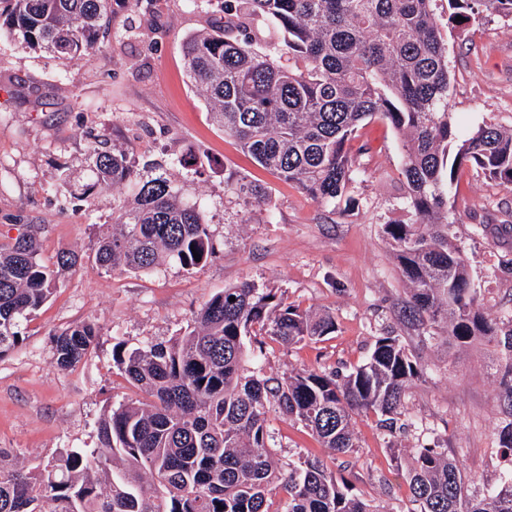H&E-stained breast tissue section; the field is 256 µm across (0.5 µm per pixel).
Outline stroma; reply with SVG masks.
Wrapping results in <instances>:
<instances>
[{"label": "stroma", "mask_w": 512, "mask_h": 512, "mask_svg": "<svg viewBox=\"0 0 512 512\" xmlns=\"http://www.w3.org/2000/svg\"><path fill=\"white\" fill-rule=\"evenodd\" d=\"M215 18L184 0H158L146 14L129 0H113L97 48L78 59L0 38V243L11 242L19 225L35 224L45 258L62 251L80 257L23 323L22 344L0 357V448L33 467L73 448L100 447L104 410L134 394L112 358L114 344L182 335L211 296L248 280L336 316L335 334L322 341L269 349L260 362L265 374L316 362L345 371L366 358L374 337L388 333L403 336L420 358L424 375L406 399L416 430L393 438L365 419L356 426L359 448L344 474L374 504L386 512L409 506L393 444L442 445L476 486L493 483L501 373L490 346L429 344L397 319L407 285L385 228L413 220L400 136L378 119L359 130L366 149L355 157L358 204L349 212L318 204L257 166L212 122L202 90L186 76L185 40L210 31ZM448 69V109L463 130L483 123L512 128V18L484 12L453 29ZM96 139L150 160L189 158L192 172L174 168L170 178L204 208L217 246L206 265L188 271L171 263L148 275L99 267L94 243L118 200L133 191L90 187L88 147ZM231 172L262 184L268 206L243 216L224 186ZM448 208L481 299L500 315L512 314V238L494 230L512 224V186L464 167ZM81 323L94 324L98 337L81 362L59 369L53 336ZM271 428L283 462L322 452L300 424L275 419Z\"/></svg>", "instance_id": "35a3bbf8"}]
</instances>
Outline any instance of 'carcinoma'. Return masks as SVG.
I'll list each match as a JSON object with an SVG mask.
<instances>
[{
    "label": "carcinoma",
    "mask_w": 512,
    "mask_h": 512,
    "mask_svg": "<svg viewBox=\"0 0 512 512\" xmlns=\"http://www.w3.org/2000/svg\"><path fill=\"white\" fill-rule=\"evenodd\" d=\"M189 2L224 13V23L186 41L188 77L224 134L278 179L319 204H350L354 154L365 151L354 145L359 127L377 117L402 137L405 199L416 223L386 226L408 285L399 317L429 342L484 339L503 369L496 481L476 490L439 445L423 444L408 458L394 448L408 512H512V316L483 307L448 221V187L462 166L512 185V129L484 124L458 136L435 0ZM109 3L8 0L0 29L54 58H74L97 45ZM477 4L512 18V0H448V23L475 17ZM89 157L93 182L136 191L96 242L101 268L148 275L167 263L197 269L212 257L201 205L184 202L160 165L146 163L142 173L133 150L94 143ZM224 184L246 206L266 199L262 186L233 173ZM77 261L66 252L44 258L35 224L0 245V356L23 340V321ZM335 332L333 313L244 281L212 296L181 336L135 348L115 343L114 362L144 394L110 405L99 420L116 467L94 449H73L25 468L0 449V512H379L330 463L355 453L357 419L373 417L391 432L405 416L423 366L401 337H375L366 361L345 373L305 365L280 379L247 368L271 343L289 348ZM96 338L90 323L54 335L57 366L79 363ZM272 415L310 430L325 455L300 457L282 472Z\"/></svg>",
    "instance_id": "cac0c4a2"
}]
</instances>
